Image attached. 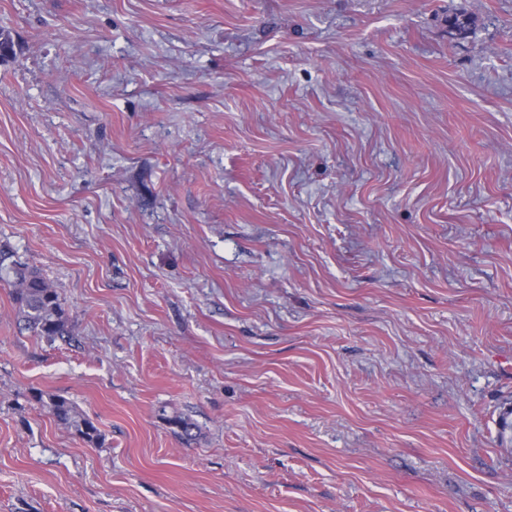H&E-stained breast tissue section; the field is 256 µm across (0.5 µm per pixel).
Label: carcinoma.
<instances>
[{
  "label": "carcinoma",
  "instance_id": "carcinoma-1",
  "mask_svg": "<svg viewBox=\"0 0 512 512\" xmlns=\"http://www.w3.org/2000/svg\"><path fill=\"white\" fill-rule=\"evenodd\" d=\"M475 18L466 13L448 17V28L460 35L471 30ZM6 257L0 256V272L10 281L12 297L28 329L50 342L72 336L70 320L61 295L41 275L38 269L29 266L4 265ZM37 401L47 407L51 415L61 424L70 426L82 439L97 444L101 435L95 424L80 415L75 404L59 395H38Z\"/></svg>",
  "mask_w": 512,
  "mask_h": 512
}]
</instances>
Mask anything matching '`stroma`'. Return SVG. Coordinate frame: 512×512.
Returning a JSON list of instances; mask_svg holds the SVG:
<instances>
[{
    "label": "stroma",
    "mask_w": 512,
    "mask_h": 512,
    "mask_svg": "<svg viewBox=\"0 0 512 512\" xmlns=\"http://www.w3.org/2000/svg\"><path fill=\"white\" fill-rule=\"evenodd\" d=\"M0 28V250L77 336L0 280V512H512V0ZM7 259L0 254V271L13 287L11 294L28 329L47 341L64 340L72 336L70 320L61 295L41 275L29 266H4ZM37 401L47 407L51 415L61 424L74 427L75 431L82 439L91 444H98L101 440V435L95 424L81 416L75 404L69 399L59 396L48 394L47 400H44L43 395L39 394Z\"/></svg>",
    "instance_id": "35a3bbf8"
}]
</instances>
